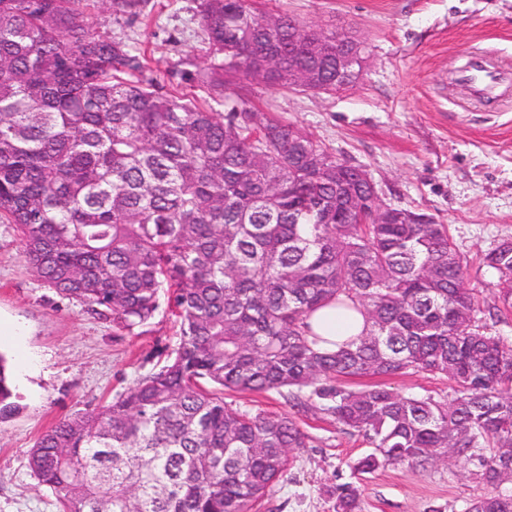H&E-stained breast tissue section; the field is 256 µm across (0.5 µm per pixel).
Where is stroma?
Segmentation results:
<instances>
[{
  "instance_id": "35a3bbf8",
  "label": "stroma",
  "mask_w": 512,
  "mask_h": 512,
  "mask_svg": "<svg viewBox=\"0 0 512 512\" xmlns=\"http://www.w3.org/2000/svg\"><path fill=\"white\" fill-rule=\"evenodd\" d=\"M200 0H138L134 7L80 0L100 33L139 56L140 79L163 92L207 99L196 76L207 68ZM258 9L304 25L349 28L367 46L356 89L312 93L249 83L251 112L309 133L336 157L364 168L382 203L425 213L447 225L468 263L467 284L480 308L495 304V270L483 253L512 236V105L474 107L452 64L466 51L512 63V0H256ZM0 335L17 409L0 420V512H57L28 466L38 436L60 418L98 409L155 370L173 349L177 328L159 311L141 333H122L81 303L48 288L29 270L14 225L0 219ZM315 439L290 451L288 471L259 512H330L325 486H359L364 512H464L492 494L467 468L389 465L358 476L350 465L369 452L324 411L297 415Z\"/></svg>"
}]
</instances>
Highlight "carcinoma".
Masks as SVG:
<instances>
[{"label": "carcinoma", "instance_id": "obj_1", "mask_svg": "<svg viewBox=\"0 0 512 512\" xmlns=\"http://www.w3.org/2000/svg\"><path fill=\"white\" fill-rule=\"evenodd\" d=\"M78 2L0 0V214L39 281L127 333L164 297L179 340L157 371L38 437L29 467L58 512H252L314 439L291 414L226 397L284 391L366 438L355 473L476 457L471 475L498 492L464 512H512L499 490L512 471V340L479 323L448 225L336 219L361 190L343 160L290 123L132 79L139 57L93 33ZM200 22L214 98L242 79L286 88L301 65L336 91L330 64L309 55L322 32L294 41L298 22L253 0H201ZM484 263L512 312V238ZM330 305L365 317L333 350L309 322ZM420 371L448 376L450 394L388 385ZM12 398L0 356V417ZM325 494L332 512H363L351 482Z\"/></svg>", "mask_w": 512, "mask_h": 512}]
</instances>
